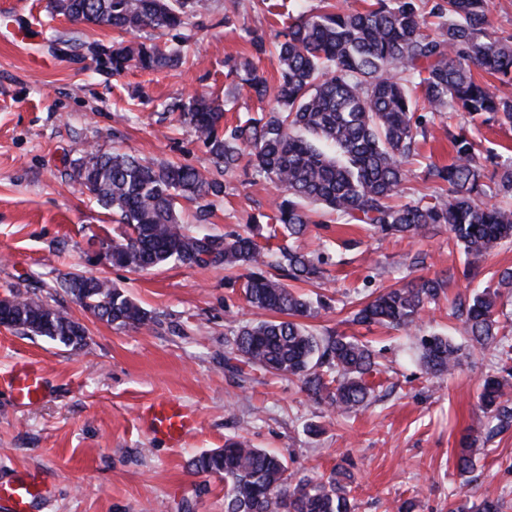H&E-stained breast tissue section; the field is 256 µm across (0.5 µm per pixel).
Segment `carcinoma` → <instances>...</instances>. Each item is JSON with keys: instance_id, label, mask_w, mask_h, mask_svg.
I'll use <instances>...</instances> for the list:
<instances>
[{"instance_id": "cac0c4a2", "label": "carcinoma", "mask_w": 512, "mask_h": 512, "mask_svg": "<svg viewBox=\"0 0 512 512\" xmlns=\"http://www.w3.org/2000/svg\"><path fill=\"white\" fill-rule=\"evenodd\" d=\"M316 9L288 17L279 32V79L271 87L258 66L246 59L229 69L250 96L272 100L255 116L224 124L226 104L206 94L169 103L171 119L189 127L210 153L214 171L175 162L147 164L127 152L82 151L68 176L81 191L118 216L122 236L100 242L104 258L135 271L162 264L224 265L245 270L242 292L254 308L271 318L238 328L230 353L253 369L277 377H297L314 399L342 416L368 407L373 388L366 376L376 370L374 351L356 336L317 335L297 321L315 307L292 283L323 277L324 260L296 245L315 223L309 205L324 208L327 221L369 224L385 236H426L448 226V242L463 249L477 266L499 245L512 243V156L475 139L467 126L512 128V96L477 81L474 71L512 87V33L497 28L491 0H372L362 11L336 9L321 0ZM53 15L124 33H145L148 41L121 46L105 61L119 75L134 66L155 72L185 63L181 43L158 39L180 32L209 10L207 0H49ZM456 112L464 119L448 131L455 150L446 166L431 164L432 193L402 204L405 162L427 138L428 114ZM248 156L256 175L277 190L274 224L253 219L245 234L229 237L192 233L181 223L177 205L199 206L206 219L214 200L224 195L220 176ZM492 170L494 186L486 182ZM286 243L270 252L258 239ZM56 283L85 310L110 324L139 329L156 322L152 313L101 278L70 272ZM445 286L439 276L420 277L401 288L383 289L359 303L350 322L381 324L411 336ZM512 289V269L498 274L497 285L474 290L450 316L481 348H491L496 372L483 383L480 400L487 423L479 436L460 442L457 468L474 469L478 437L490 440L512 427V320L503 312L502 291ZM54 298L19 293L0 301V325L46 337L78 351L86 328L54 304ZM419 361L442 378L460 365V348L448 337H417ZM197 474L224 476V512H356L349 471L328 476L291 472L280 457L228 438L224 447L194 457ZM451 512H500L499 501L485 498L458 504Z\"/></svg>"}]
</instances>
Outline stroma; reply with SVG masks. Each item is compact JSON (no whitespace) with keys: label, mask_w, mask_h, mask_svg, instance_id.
<instances>
[{"label":"stroma","mask_w":512,"mask_h":512,"mask_svg":"<svg viewBox=\"0 0 512 512\" xmlns=\"http://www.w3.org/2000/svg\"><path fill=\"white\" fill-rule=\"evenodd\" d=\"M319 4L210 0L189 34L185 65L112 76L98 73L86 51L118 41L111 28L50 16L47 0H0V299L15 292L43 297L57 276L81 272L107 279L158 318L140 329L110 325L60 293L59 308L87 329L82 350L0 326V375L33 361L48 385L45 398L25 406L0 386V486L23 472L47 486V497L33 501L29 512H224L223 478L198 475L189 462L239 435L281 456L292 471L347 468L357 512H398L407 499L412 512H449L487 497L512 512V429L489 442L472 472L456 468L461 437L484 420L478 395L494 364L448 316L451 301L469 285L512 267V244L498 248L470 283L447 227L427 238H399L365 224L310 225L300 244L327 264L324 279L296 286L326 302L307 319L308 328L360 336L379 360L368 378L378 401L343 417L316 403L299 380L227 362L233 333L265 317L245 302L240 271L111 266L100 258L99 243L118 239L122 227L66 176L91 144L150 163L210 169L211 157L190 129L160 120L161 103L207 92L234 97L233 115L258 111L256 99L236 94L228 66L254 58L273 78L277 60L256 56L241 26L269 41L289 16ZM224 184L208 232L241 233L250 215L269 212L275 190L247 165ZM418 254L425 263L415 268ZM437 273L448 288L422 332L462 347L460 368L441 380L426 374L414 338L349 321L353 299ZM160 399L197 417L181 447L153 438L139 419L142 406Z\"/></svg>","instance_id":"1"}]
</instances>
